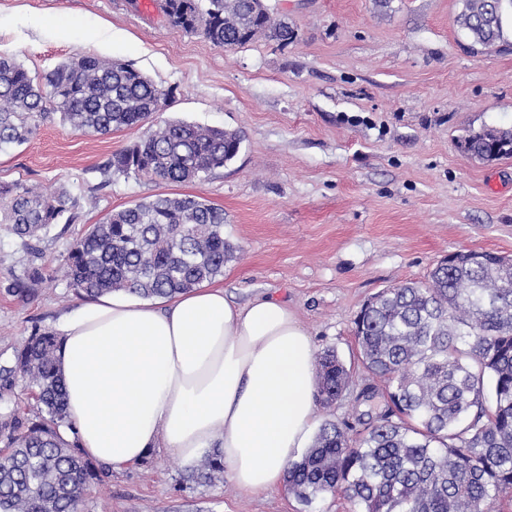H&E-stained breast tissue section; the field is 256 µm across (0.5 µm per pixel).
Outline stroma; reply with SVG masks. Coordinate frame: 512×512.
I'll return each instance as SVG.
<instances>
[{
  "label": "stroma",
  "mask_w": 512,
  "mask_h": 512,
  "mask_svg": "<svg viewBox=\"0 0 512 512\" xmlns=\"http://www.w3.org/2000/svg\"><path fill=\"white\" fill-rule=\"evenodd\" d=\"M297 37L266 34L214 46L170 26L157 7L128 0H0V53L44 74L81 55L117 59L168 90L157 121L238 131L237 155L202 181L167 185L105 173L141 128L74 132L59 116L28 143L0 152V183L81 198L72 224L22 244L0 223V370L34 329L53 330L80 303L63 276L73 240L112 211L158 195L202 196L224 210L239 249L216 286L233 303L287 302L316 352L336 350L352 371L347 393L317 420L367 413L368 375L353 319L382 289L426 281L444 256H512V157L484 161L463 141L512 126V16L495 46L473 51L456 18L460 0H266ZM37 293L11 292L32 271ZM154 450L122 471L104 467L80 512H351L341 495L304 504L287 489L240 491L210 482Z\"/></svg>",
  "instance_id": "35a3bbf8"
}]
</instances>
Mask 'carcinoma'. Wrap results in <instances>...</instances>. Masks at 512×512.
<instances>
[{
    "label": "carcinoma",
    "mask_w": 512,
    "mask_h": 512,
    "mask_svg": "<svg viewBox=\"0 0 512 512\" xmlns=\"http://www.w3.org/2000/svg\"><path fill=\"white\" fill-rule=\"evenodd\" d=\"M457 23L472 43L490 47L503 34L512 0H462ZM174 27L214 46L243 47L260 32L293 38L286 23L250 0H164ZM169 92L131 65L96 56L65 61L43 76L0 56V151L28 141L53 113L85 135L147 126L112 155L106 171L145 174L169 184L201 180L223 167L242 142L236 131L186 121L150 123ZM472 155L512 157V128L484 127L465 138ZM0 220L26 243L65 220L78 198L62 188L46 197L0 184ZM239 249L224 239V209L191 195H159L110 213L72 243L68 286L84 298L125 290L143 297L189 292L224 274ZM363 368L384 382L387 408L358 436L324 422L302 457L289 464L288 492L309 504L339 493L354 512H494L512 493V257L465 250L443 258L425 283L385 288L354 319ZM52 332L32 335L16 352L3 387L19 377L35 390L36 419L0 416V512H78L98 468L77 441L57 369ZM316 399L325 406L349 389L351 372L336 352L316 360ZM224 472L221 451L204 458L196 478Z\"/></svg>",
    "instance_id": "obj_1"
}]
</instances>
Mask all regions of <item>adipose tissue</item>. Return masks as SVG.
Returning <instances> with one entry per match:
<instances>
[{
  "mask_svg": "<svg viewBox=\"0 0 512 512\" xmlns=\"http://www.w3.org/2000/svg\"><path fill=\"white\" fill-rule=\"evenodd\" d=\"M67 411L82 451L120 471L164 449H221L235 484L285 486L316 422L313 342L287 303L117 291L57 323Z\"/></svg>",
  "mask_w": 512,
  "mask_h": 512,
  "instance_id": "1",
  "label": "adipose tissue"
}]
</instances>
